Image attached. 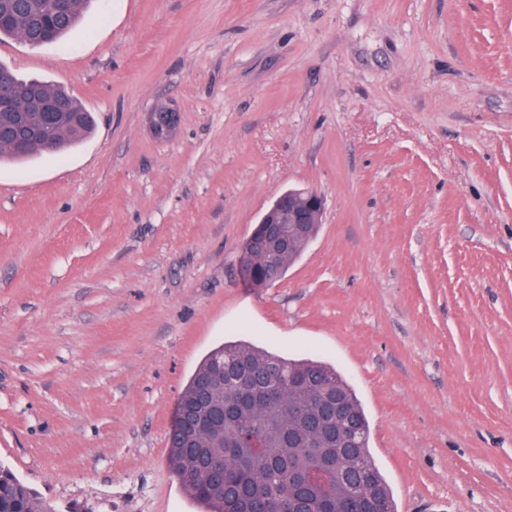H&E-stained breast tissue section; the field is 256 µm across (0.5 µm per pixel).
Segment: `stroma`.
<instances>
[{
    "label": "stroma",
    "mask_w": 512,
    "mask_h": 512,
    "mask_svg": "<svg viewBox=\"0 0 512 512\" xmlns=\"http://www.w3.org/2000/svg\"><path fill=\"white\" fill-rule=\"evenodd\" d=\"M0 63L95 116L0 162L1 464L56 512H197L175 404L241 338L341 371L397 512H512V0H91ZM291 188L323 222L254 287ZM148 122L156 139L167 140L177 131L178 112L171 105H163L149 112ZM324 198L309 188L288 189L263 213L252 238L243 247L242 268L257 287L280 280L288 266L301 256L322 224ZM265 224H288L283 232V245L268 242ZM307 224L300 230L299 225ZM300 230L288 239L289 232Z\"/></svg>",
    "instance_id": "obj_1"
}]
</instances>
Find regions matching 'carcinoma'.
<instances>
[{
    "instance_id": "carcinoma-1",
    "label": "carcinoma",
    "mask_w": 512,
    "mask_h": 512,
    "mask_svg": "<svg viewBox=\"0 0 512 512\" xmlns=\"http://www.w3.org/2000/svg\"><path fill=\"white\" fill-rule=\"evenodd\" d=\"M27 8L0 21V40L18 38L31 47L53 43L79 21L90 0H25ZM15 83L48 101L66 103L70 115L23 150L0 144V159L25 161L48 153V141L69 149L92 130L93 116L64 89L37 78L14 77ZM317 225L288 235L283 244L268 242L265 225H256L243 247L242 268L256 286L280 280L301 256ZM224 364V385L207 390L203 382ZM224 399V420L204 435L193 437L191 448L168 439L173 471L200 512H262L270 496H296L308 512H338L349 489L330 476L323 482L302 484L299 476L311 471L320 457L334 448L328 437L351 436L348 448L363 508L375 506L396 512L391 490L370 452V423L365 409L344 377L331 365L312 359L285 358L245 340L226 341L209 351L183 388L180 399L184 423L204 400ZM340 401L350 423L336 427L324 414L327 404ZM0 512H55L50 503L24 485L0 464Z\"/></svg>"
}]
</instances>
